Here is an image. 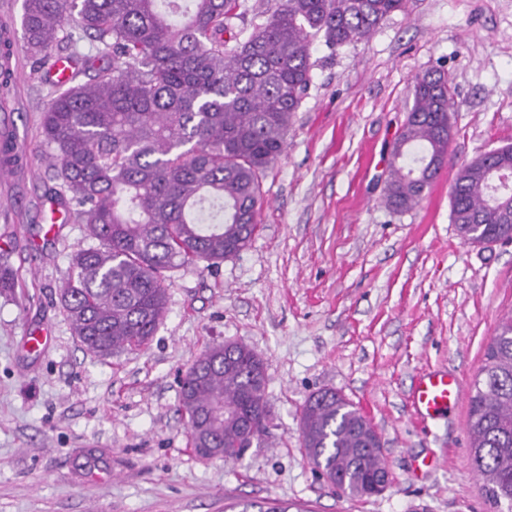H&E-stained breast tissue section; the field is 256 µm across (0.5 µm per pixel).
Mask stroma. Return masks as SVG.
I'll use <instances>...</instances> for the list:
<instances>
[{
    "label": "stroma",
    "instance_id": "1",
    "mask_svg": "<svg viewBox=\"0 0 512 512\" xmlns=\"http://www.w3.org/2000/svg\"><path fill=\"white\" fill-rule=\"evenodd\" d=\"M61 54L19 48L0 84V127L25 162L0 181V512H242L270 499L312 512H497L469 456L468 402L423 418L410 393L427 370L470 384L512 313V242L467 244L450 220L461 165L512 145V0H407L367 40L327 56L261 183L259 232L218 269L166 274L167 312L148 345L100 357L74 335L58 296L77 218L47 235L56 205L41 132ZM456 90L448 162L413 208L384 201L392 144L413 79ZM264 360L271 409L259 447L197 456L179 380L212 345ZM333 389L381 437L391 483L349 499L302 447L310 394Z\"/></svg>",
    "mask_w": 512,
    "mask_h": 512
}]
</instances>
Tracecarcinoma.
I'll list each match as a JSON object with an SVG mask.
<instances>
[{"label": "carcinoma", "mask_w": 512, "mask_h": 512, "mask_svg": "<svg viewBox=\"0 0 512 512\" xmlns=\"http://www.w3.org/2000/svg\"><path fill=\"white\" fill-rule=\"evenodd\" d=\"M406 0H277L260 23L245 0H24V42L34 54L74 32L94 42L82 70L57 85L42 115L56 203L84 225L60 304L90 352L139 350L167 310L164 272L212 267L258 230L261 179L280 156L312 83V52L333 55L372 35ZM454 91L432 70L390 152L385 202L416 205L448 160ZM512 146L461 166L450 219L466 243L512 241ZM215 345L182 379L178 411L197 456L236 460L267 431L268 376L253 349ZM305 453L351 499L377 495L387 472L371 421L341 393L312 394L300 420ZM468 448L483 490L512 512V316L487 345L469 397Z\"/></svg>", "instance_id": "cac0c4a2"}]
</instances>
